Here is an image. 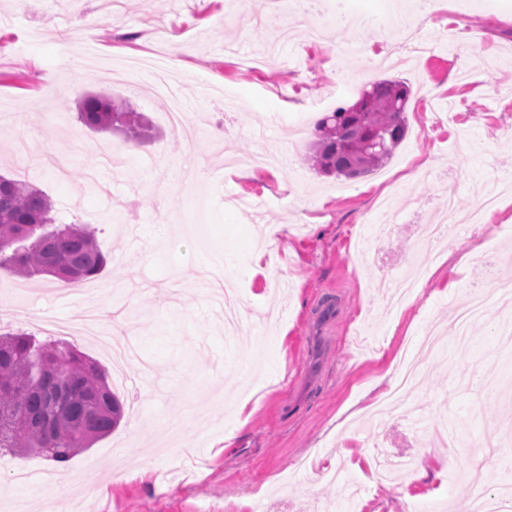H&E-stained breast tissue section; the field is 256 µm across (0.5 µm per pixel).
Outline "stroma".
Instances as JSON below:
<instances>
[{"mask_svg":"<svg viewBox=\"0 0 512 512\" xmlns=\"http://www.w3.org/2000/svg\"><path fill=\"white\" fill-rule=\"evenodd\" d=\"M86 7L101 15L97 28L71 0H0V172L42 189L57 222L90 225L107 258L98 280L121 288L85 298L60 292L50 277L0 270V334L45 340L43 319L53 317L65 325L59 340L108 369L99 339L132 319L139 356L119 393L128 411L110 435L63 464L34 453L0 457V512L25 497L30 512H45L64 496L93 512H405L417 502L459 512L478 462L485 488L512 485V392L491 397L457 384L512 377V352L496 350L497 304L474 325L472 350L419 360L412 401L431 421L424 437L370 417L367 398L417 337L436 325L453 332L476 261L512 270V194L486 215L481 239L463 224L434 249L418 237L432 205L451 195L468 215L512 176V0H451L446 16L421 20L436 51L377 71L410 89L407 136L383 168L351 179L316 174L301 159L316 122L370 88L375 51L399 41L401 29L333 27L309 42L299 33L313 18L270 16L267 0ZM36 26L43 38L33 42ZM151 48L172 54L183 76L182 130L169 125L144 70L121 80L111 69ZM47 72L57 78L44 102L49 121L29 106ZM99 90L144 113L158 139L125 147L78 123L77 100ZM227 95L240 111H225ZM119 150L129 161L116 169L108 158ZM228 193L264 204L267 221L284 227L278 244L225 206ZM221 256L246 312L230 337L200 286ZM412 263L425 274L422 288L390 303L387 272ZM222 389L237 391L245 407L196 411ZM453 415L470 420L456 449L448 446ZM174 421L170 454L161 436ZM380 448L425 454L429 478L374 479ZM116 451L129 470L117 484ZM144 465L153 480L136 476ZM24 466L54 479L17 486Z\"/></svg>","mask_w":512,"mask_h":512,"instance_id":"35a3bbf8","label":"stroma"}]
</instances>
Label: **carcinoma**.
<instances>
[{"label": "carcinoma", "instance_id": "1", "mask_svg": "<svg viewBox=\"0 0 512 512\" xmlns=\"http://www.w3.org/2000/svg\"><path fill=\"white\" fill-rule=\"evenodd\" d=\"M409 95L404 82L382 80L361 94V104L322 118L311 166L350 178L385 165L406 137ZM77 119L94 131H119L134 143L145 136L133 112L104 93L84 95ZM106 264L94 231L55 223L42 190L0 174V270L82 282ZM122 412L102 370L69 344L38 341L24 332L0 337L1 452H36L64 463L111 433Z\"/></svg>", "mask_w": 512, "mask_h": 512}]
</instances>
